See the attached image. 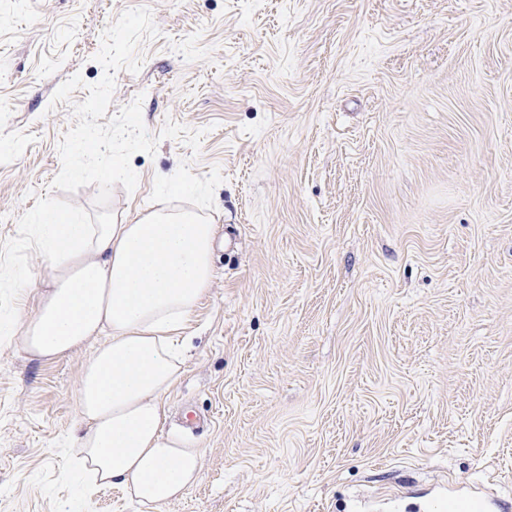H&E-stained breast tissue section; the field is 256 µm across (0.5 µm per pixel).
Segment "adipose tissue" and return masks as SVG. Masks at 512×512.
I'll return each mask as SVG.
<instances>
[{
  "mask_svg": "<svg viewBox=\"0 0 512 512\" xmlns=\"http://www.w3.org/2000/svg\"><path fill=\"white\" fill-rule=\"evenodd\" d=\"M52 288L23 322L22 348L54 359L83 346L75 414L85 432L73 467L85 488L119 487L141 504L179 498L201 451L163 431L164 400L184 362L177 336L213 279L214 225L160 209L133 224L32 219Z\"/></svg>",
  "mask_w": 512,
  "mask_h": 512,
  "instance_id": "obj_1",
  "label": "adipose tissue"
}]
</instances>
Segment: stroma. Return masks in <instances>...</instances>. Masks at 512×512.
<instances>
[{
  "label": "stroma",
  "mask_w": 512,
  "mask_h": 512,
  "mask_svg": "<svg viewBox=\"0 0 512 512\" xmlns=\"http://www.w3.org/2000/svg\"><path fill=\"white\" fill-rule=\"evenodd\" d=\"M136 7L159 35L108 111L142 97L158 143L110 208L217 226L163 423L201 479L157 512L512 502V0H0V243L37 198L93 210L96 186L52 188L58 145ZM90 353L0 345V512H147L73 473Z\"/></svg>",
  "instance_id": "stroma-1"
}]
</instances>
